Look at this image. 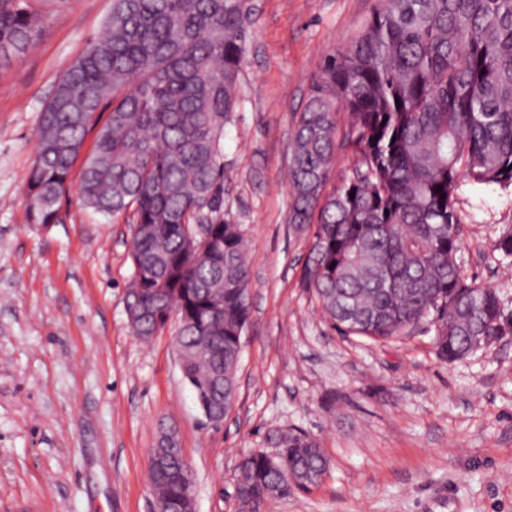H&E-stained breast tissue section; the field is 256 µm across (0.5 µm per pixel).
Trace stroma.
<instances>
[{
  "mask_svg": "<svg viewBox=\"0 0 512 512\" xmlns=\"http://www.w3.org/2000/svg\"><path fill=\"white\" fill-rule=\"evenodd\" d=\"M241 97L224 135V207L246 230L251 316L238 397L206 420L172 330L132 335L131 229L62 206L34 224L26 186L38 116L101 33L112 0H55L36 46L0 69V512H152L149 458L175 428L195 512H240L238 464L299 428L330 460L322 482L261 512H512V335L452 363L432 332L373 343L325 317L300 282L312 240L288 222L290 143L325 57L375 0H252ZM467 283L512 310V185L462 183Z\"/></svg>",
  "mask_w": 512,
  "mask_h": 512,
  "instance_id": "obj_1",
  "label": "stroma"
}]
</instances>
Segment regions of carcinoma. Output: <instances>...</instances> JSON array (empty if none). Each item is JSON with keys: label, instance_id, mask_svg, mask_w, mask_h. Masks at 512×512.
<instances>
[{"label": "carcinoma", "instance_id": "obj_1", "mask_svg": "<svg viewBox=\"0 0 512 512\" xmlns=\"http://www.w3.org/2000/svg\"><path fill=\"white\" fill-rule=\"evenodd\" d=\"M42 0H0V67L43 33ZM249 0H112L99 37L44 104L27 181L33 224L62 222L87 135L80 205L132 218L126 312L148 341L176 318L185 380L221 418L237 391L250 312L245 229L224 211V117L240 97ZM345 114L338 123L336 113ZM350 175L327 190L336 151ZM512 185V0H376L360 34L328 56L305 101L288 163V223L316 225L303 287L348 334L410 337L433 324L436 356L512 334L493 288L462 276L453 199L461 180ZM271 455L239 464L238 496L288 498L318 485L320 442L276 431ZM152 455L150 486L185 512L176 447Z\"/></svg>", "mask_w": 512, "mask_h": 512}]
</instances>
